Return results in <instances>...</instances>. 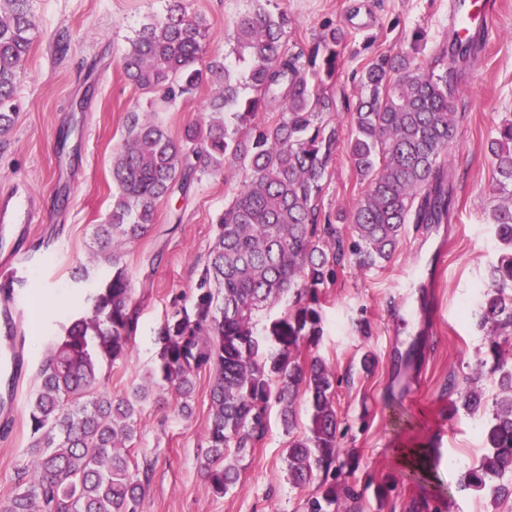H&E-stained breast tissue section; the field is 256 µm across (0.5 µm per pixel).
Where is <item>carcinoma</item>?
<instances>
[{"label": "carcinoma", "mask_w": 512, "mask_h": 512, "mask_svg": "<svg viewBox=\"0 0 512 512\" xmlns=\"http://www.w3.org/2000/svg\"><path fill=\"white\" fill-rule=\"evenodd\" d=\"M254 2L234 29L235 66L246 68L245 88L234 66L221 60L204 71L197 67L206 26L183 0H168L166 14L129 41L122 68L137 88L156 94L150 111L193 92L206 71L219 86L209 102L211 120L187 126L175 140L157 118L131 114L125 145L112 162V210L93 225V257L112 274L89 295L90 312L69 321L41 365L40 387L28 408L31 459L16 469L0 512H140L152 466L131 464L127 443L136 419L158 390L170 393L175 410L189 416L195 379L207 369L214 372L203 464L207 490L224 495L236 485L239 461L267 432L271 404L280 406L293 432L294 404L303 397L310 419L285 449L288 480L303 487L321 474V493L308 500L307 512H338L335 374L318 356L299 361V350L322 335L320 298L345 256L371 268L393 257L406 225L448 223L454 102L478 49L451 30L424 62L418 49L424 33L416 31L411 50L383 55L362 71L348 116V152L367 188L349 214L338 215L353 229L346 246L332 221L318 222L339 129L317 124L319 113L333 106L345 34L331 28L309 52H290L284 46L287 14ZM37 27L29 0H0V136L19 109L15 84ZM260 114L267 115L262 122L256 121ZM487 150L496 171L487 193L500 253L479 312L492 363L478 369L476 379L494 381L503 395L491 401L472 389L459 395L462 407L484 420L489 448L460 475L459 485L481 491L497 480V499L512 496V119ZM233 164L250 172L249 182L217 218L191 307L175 309L159 327L157 360L145 383L121 395L101 390L102 365L127 356L137 329L123 248L146 232L159 200L186 193L199 171L222 173ZM286 295L293 301L271 324L278 350L269 355L254 334L253 316ZM413 452L405 471L424 479L432 467L422 451Z\"/></svg>", "instance_id": "obj_1"}]
</instances>
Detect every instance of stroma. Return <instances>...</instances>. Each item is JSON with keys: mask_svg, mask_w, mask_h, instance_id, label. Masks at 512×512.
Wrapping results in <instances>:
<instances>
[{"mask_svg": "<svg viewBox=\"0 0 512 512\" xmlns=\"http://www.w3.org/2000/svg\"><path fill=\"white\" fill-rule=\"evenodd\" d=\"M206 21L203 61L232 54L234 24L252 0H185ZM39 31L16 83L21 104L0 138V195L26 184L43 209L19 240L26 282L15 289L26 372L13 412L0 409V500L13 490L15 470L29 458L27 406L39 369L64 325L87 312V298L109 274L96 264L91 233L112 204V161L127 136L130 113L149 111L151 93L124 76L121 57L129 39L167 0H30ZM285 12V45L310 49L325 26L347 35L332 88L334 107L319 122L339 126L340 138L319 198L323 217L347 213L366 190L347 151L362 68L381 54L410 48L413 30L428 34L423 57H432L450 26L448 0H270ZM66 34V54L56 50ZM217 89L203 80L159 118L173 138L208 118ZM459 122L448 146L457 196L446 224H411L394 257L359 268L353 258L336 269L321 301L323 334L303 357L324 359L336 374L341 422L338 488L342 512H414L420 502L441 512H512V497L460 488L458 477L486 451L482 425L467 414L451 381L472 375L486 356V332L476 313L498 252L487 186L494 167L487 144L512 117V0H500L486 47L455 103ZM67 142H60V135ZM249 173L200 174L186 195L161 199L153 224L124 247L123 262L137 306L138 328L128 357L104 365L102 379L115 394L142 382L152 368L154 336L174 307L190 305L198 274L215 239L216 221L244 190ZM69 197L55 204L57 193ZM89 278L73 280L77 267ZM212 374L200 372L193 413L183 418L166 399L148 402L131 452L149 461L152 474L142 512H306L316 485L297 488L287 475L289 435L271 410L265 437L239 464L233 490L216 497L205 487L203 462ZM439 449L444 463L432 479L407 478L396 451Z\"/></svg>", "mask_w": 512, "mask_h": 512, "instance_id": "stroma-1", "label": "stroma"}]
</instances>
